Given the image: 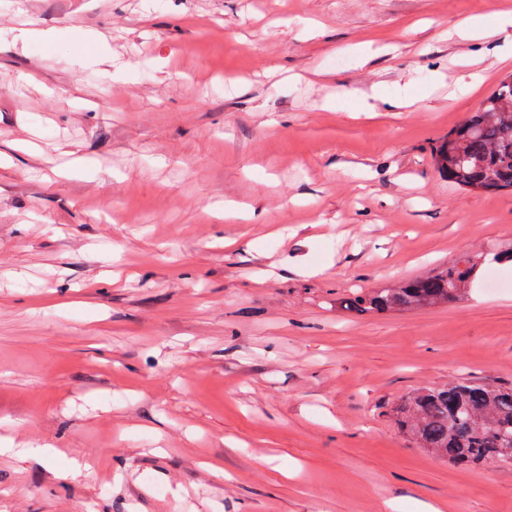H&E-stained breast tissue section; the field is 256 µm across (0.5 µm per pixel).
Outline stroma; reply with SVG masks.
Listing matches in <instances>:
<instances>
[{
    "mask_svg": "<svg viewBox=\"0 0 512 512\" xmlns=\"http://www.w3.org/2000/svg\"><path fill=\"white\" fill-rule=\"evenodd\" d=\"M0 29V512H512V463L388 416L512 385V270L336 305L512 247V191L432 160L512 74V0H0ZM482 264L481 257L469 255L388 288L355 291L341 298L339 307L358 316L448 307L472 287Z\"/></svg>",
    "mask_w": 512,
    "mask_h": 512,
    "instance_id": "1",
    "label": "stroma"
}]
</instances>
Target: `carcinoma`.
Instances as JSON below:
<instances>
[{
  "instance_id": "cac0c4a2",
  "label": "carcinoma",
  "mask_w": 512,
  "mask_h": 512,
  "mask_svg": "<svg viewBox=\"0 0 512 512\" xmlns=\"http://www.w3.org/2000/svg\"><path fill=\"white\" fill-rule=\"evenodd\" d=\"M449 182L474 194L512 190V77L502 79L433 150ZM483 261L466 256L388 288L355 291L339 307L363 316L447 307L472 287ZM390 414L400 430L431 456L457 466L512 458V387L488 382L421 386L404 395Z\"/></svg>"
}]
</instances>
